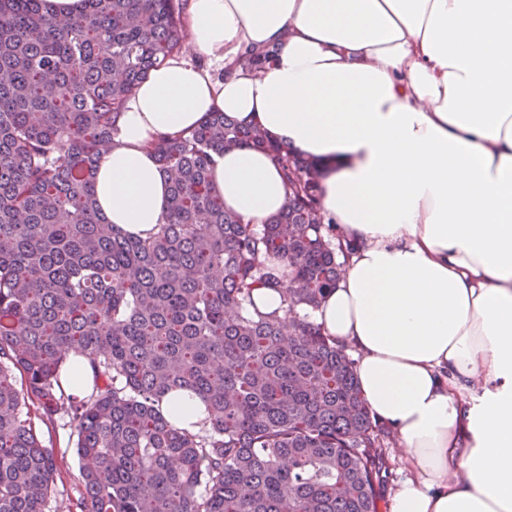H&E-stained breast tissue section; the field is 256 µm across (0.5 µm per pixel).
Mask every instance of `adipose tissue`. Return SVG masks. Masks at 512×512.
Instances as JSON below:
<instances>
[{"label": "adipose tissue", "instance_id": "ef3b65f1", "mask_svg": "<svg viewBox=\"0 0 512 512\" xmlns=\"http://www.w3.org/2000/svg\"><path fill=\"white\" fill-rule=\"evenodd\" d=\"M184 17L190 55L133 91L99 163L102 222L155 231L169 180L151 142L211 112L312 160L351 248L314 319L357 351L361 395L403 446L388 512H512V0H184ZM272 43L267 69L242 67ZM211 179L258 225L288 196L253 149ZM161 409L207 424L187 391Z\"/></svg>", "mask_w": 512, "mask_h": 512}]
</instances>
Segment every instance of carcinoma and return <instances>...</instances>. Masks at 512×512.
Returning <instances> with one entry per match:
<instances>
[{"instance_id": "obj_1", "label": "carcinoma", "mask_w": 512, "mask_h": 512, "mask_svg": "<svg viewBox=\"0 0 512 512\" xmlns=\"http://www.w3.org/2000/svg\"><path fill=\"white\" fill-rule=\"evenodd\" d=\"M57 18L0 0V512H52L68 416L83 462L67 512H379L390 435L360 394L356 360L312 319L345 254L319 209L312 162L212 112L151 147L168 212L140 239L100 223L93 186L124 103L179 51L182 0H84ZM277 47L246 51L254 72ZM228 148L267 152L288 185L257 226L211 181ZM284 316L252 292L281 286ZM89 359V394L62 370ZM208 410L192 432L163 397ZM180 398L176 393L166 396L161 405L162 414L168 421H173L175 415L176 425L190 431H199L207 425L205 406L194 394L184 391Z\"/></svg>"}]
</instances>
